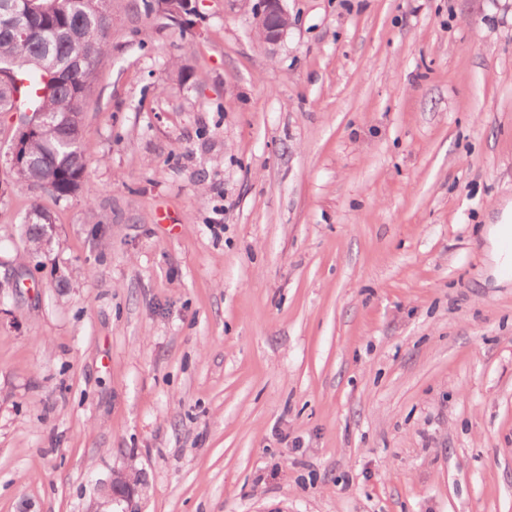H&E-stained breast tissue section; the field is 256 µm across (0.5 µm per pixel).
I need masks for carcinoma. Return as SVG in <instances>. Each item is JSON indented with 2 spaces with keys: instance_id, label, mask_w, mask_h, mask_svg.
<instances>
[{
  "instance_id": "1",
  "label": "carcinoma",
  "mask_w": 512,
  "mask_h": 512,
  "mask_svg": "<svg viewBox=\"0 0 512 512\" xmlns=\"http://www.w3.org/2000/svg\"><path fill=\"white\" fill-rule=\"evenodd\" d=\"M45 12L30 18V34L16 38L0 27V70L8 82L0 83V112H46L62 117L83 111L91 91L97 62L106 53L109 18L93 8L99 0H39ZM27 162L15 170L18 179L46 184L57 199L70 197L83 182L89 147L69 127L55 126L26 144ZM50 216L32 210L25 226L29 240L44 234Z\"/></svg>"
}]
</instances>
